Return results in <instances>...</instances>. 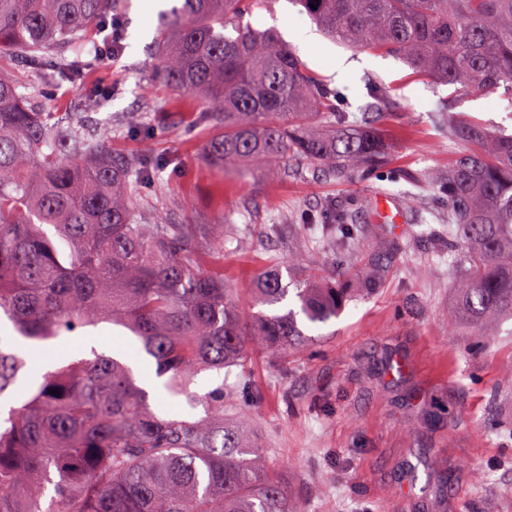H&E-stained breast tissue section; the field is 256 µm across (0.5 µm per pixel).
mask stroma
<instances>
[{"instance_id":"obj_1","label":"stroma","mask_w":512,"mask_h":512,"mask_svg":"<svg viewBox=\"0 0 512 512\" xmlns=\"http://www.w3.org/2000/svg\"><path fill=\"white\" fill-rule=\"evenodd\" d=\"M170 6L127 0L123 51L85 74L58 73L50 56L32 70L7 55L0 69L61 116L91 111L113 154L163 159L154 186L131 188L142 220L162 214L175 224L247 225L216 264L243 318L252 314L253 281L288 253L301 258L296 279L316 273L351 289L336 319L307 326L310 341L287 369L265 352L245 371L259 394L254 434L299 512H512V433L500 427L512 421V320L478 335L459 319L462 268L448 250L443 188L466 146L437 117L449 100L488 131L512 134V106L498 94L452 96L393 57L319 34L297 44L301 60L336 89L342 111L356 118L381 111L388 165L340 181L293 164L284 173H220L204 160L213 127L201 99L153 70L160 14ZM249 20L288 41L313 26L292 0H263ZM341 58L357 67L337 79L329 69ZM381 195L400 206L401 224L375 222ZM330 209L362 230L348 254L317 244L305 227ZM54 350L62 358L94 350L125 358L152 409L203 413L165 393L134 336L111 323L59 338Z\"/></svg>"}]
</instances>
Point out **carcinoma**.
Masks as SVG:
<instances>
[{
	"mask_svg": "<svg viewBox=\"0 0 512 512\" xmlns=\"http://www.w3.org/2000/svg\"><path fill=\"white\" fill-rule=\"evenodd\" d=\"M328 37L395 57L455 95L504 90L512 107V0H296ZM317 8H312V5ZM123 0H0V54L31 63L59 49L57 69L78 73L90 36L121 16ZM247 0H174L154 58L163 81L200 96L221 128L206 161L274 169L295 160L342 180L386 161L380 129L349 120L274 28L245 21ZM0 71V313L44 350L102 322L129 331L162 388L203 406L187 419L153 410L121 358L38 372L0 341V512H297L264 451L225 401L257 394L242 381L198 396L197 376L246 367L249 346L283 355L303 347L304 322L336 317L345 294L309 280L283 282L293 255L263 271L249 322L224 275L199 267V241L218 249L234 224L142 223L132 166L97 145L85 120L64 122ZM467 152L448 166V250L465 269L460 313L472 327L512 319V135L448 115ZM343 215L320 243L355 247ZM55 388L58 394L49 393ZM53 487L49 506L41 500Z\"/></svg>",
	"mask_w": 512,
	"mask_h": 512,
	"instance_id": "cac0c4a2",
	"label": "carcinoma"
}]
</instances>
